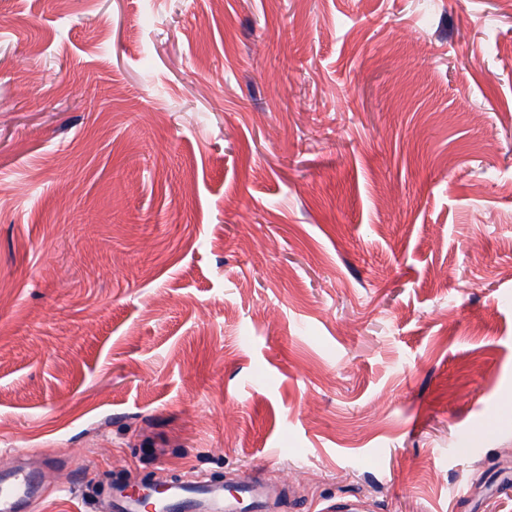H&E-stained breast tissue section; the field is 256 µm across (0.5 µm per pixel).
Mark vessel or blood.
<instances>
[{
	"instance_id": "obj_1",
	"label": "vessel or blood",
	"mask_w": 512,
	"mask_h": 512,
	"mask_svg": "<svg viewBox=\"0 0 512 512\" xmlns=\"http://www.w3.org/2000/svg\"><path fill=\"white\" fill-rule=\"evenodd\" d=\"M24 456L20 449L0 455V463L8 469L0 478V512H16L20 504L35 501L42 489L39 472L20 468ZM232 483L228 490L201 474L192 480L172 481L167 493L155 501L154 512H272L276 491L286 481L238 475ZM108 492L115 512H143L139 499L130 494L125 482H112Z\"/></svg>"
}]
</instances>
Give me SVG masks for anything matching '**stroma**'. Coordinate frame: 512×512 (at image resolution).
Masks as SVG:
<instances>
[{
	"mask_svg": "<svg viewBox=\"0 0 512 512\" xmlns=\"http://www.w3.org/2000/svg\"><path fill=\"white\" fill-rule=\"evenodd\" d=\"M10 448L512 512V0H0Z\"/></svg>",
	"mask_w": 512,
	"mask_h": 512,
	"instance_id": "35a3bbf8",
	"label": "stroma"
}]
</instances>
